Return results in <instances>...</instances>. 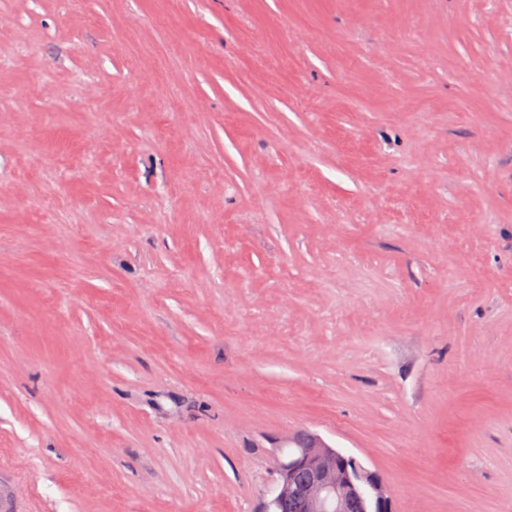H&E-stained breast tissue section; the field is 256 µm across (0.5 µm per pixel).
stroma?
I'll return each mask as SVG.
<instances>
[{"mask_svg": "<svg viewBox=\"0 0 512 512\" xmlns=\"http://www.w3.org/2000/svg\"><path fill=\"white\" fill-rule=\"evenodd\" d=\"M510 74L512 0H0V498L258 512L307 430L512 512Z\"/></svg>", "mask_w": 512, "mask_h": 512, "instance_id": "35a3bbf8", "label": "stroma"}]
</instances>
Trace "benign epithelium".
I'll return each instance as SVG.
<instances>
[{"label": "benign epithelium", "instance_id": "7a95c632", "mask_svg": "<svg viewBox=\"0 0 512 512\" xmlns=\"http://www.w3.org/2000/svg\"><path fill=\"white\" fill-rule=\"evenodd\" d=\"M298 455L277 463L274 488L259 512H275L290 499L302 502L305 512H346L353 498L362 500L365 512H391L386 487L380 475L357 457L345 454L308 431ZM307 472V480L296 478Z\"/></svg>", "mask_w": 512, "mask_h": 512}]
</instances>
